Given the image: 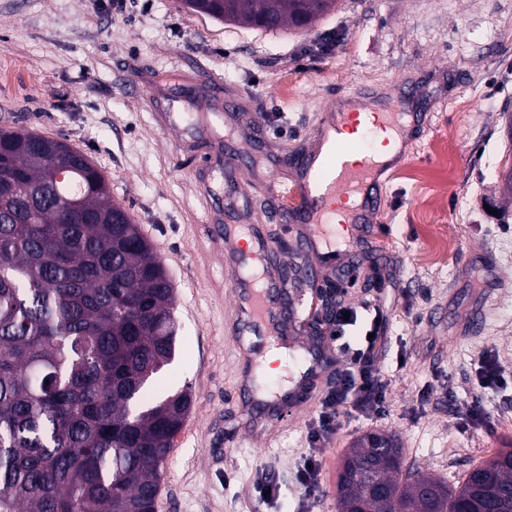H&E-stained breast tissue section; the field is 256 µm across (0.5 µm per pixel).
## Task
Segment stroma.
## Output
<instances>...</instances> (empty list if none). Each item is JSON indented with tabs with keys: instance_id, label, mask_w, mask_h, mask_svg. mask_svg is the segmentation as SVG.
Segmentation results:
<instances>
[{
	"instance_id": "obj_1",
	"label": "stroma",
	"mask_w": 512,
	"mask_h": 512,
	"mask_svg": "<svg viewBox=\"0 0 512 512\" xmlns=\"http://www.w3.org/2000/svg\"><path fill=\"white\" fill-rule=\"evenodd\" d=\"M217 88L200 101L197 90ZM349 93L370 107L394 99L415 115L404 157L376 198L377 224L336 231L335 267L309 287L307 261L270 182L290 183L316 146L318 115ZM512 0H339L305 32L227 24L180 0H0V128H25L87 155L161 258L175 294L177 349L160 394L190 388L192 406L167 456L155 512H299L297 470L315 407L281 420L249 380L277 391L321 364L336 382L328 329L281 336L279 373L249 366L265 342L235 333L230 278L239 241L263 243L300 284V318L327 319L337 301L380 297L384 414L345 419L319 448L315 512H338L346 448L371 430L396 434L404 465L456 486L512 444V388L478 391L491 352L512 374ZM448 144L440 160L434 144ZM244 161L226 169V151ZM451 172L437 176L441 163ZM453 241L425 262L427 239ZM480 401L491 422L460 417ZM273 484L263 499L257 486Z\"/></svg>"
}]
</instances>
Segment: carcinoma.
<instances>
[{
    "label": "carcinoma",
    "mask_w": 512,
    "mask_h": 512,
    "mask_svg": "<svg viewBox=\"0 0 512 512\" xmlns=\"http://www.w3.org/2000/svg\"><path fill=\"white\" fill-rule=\"evenodd\" d=\"M338 0H181L191 12L294 30ZM174 288L105 176L65 141L0 129V512H149L187 415L156 393L175 357ZM387 442L372 448L368 437ZM339 512H512V448L454 488L403 470L373 430L343 457Z\"/></svg>",
    "instance_id": "cac0c4a2"
}]
</instances>
